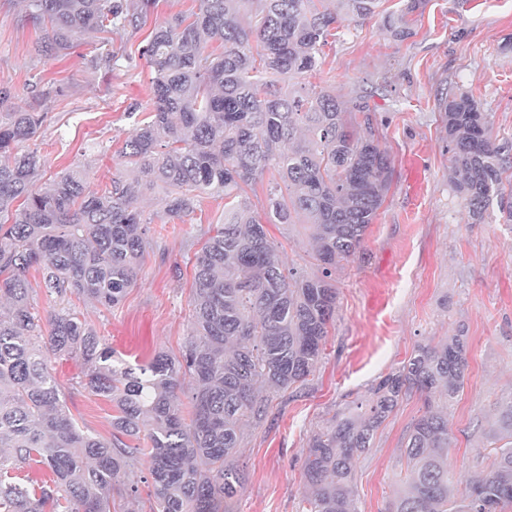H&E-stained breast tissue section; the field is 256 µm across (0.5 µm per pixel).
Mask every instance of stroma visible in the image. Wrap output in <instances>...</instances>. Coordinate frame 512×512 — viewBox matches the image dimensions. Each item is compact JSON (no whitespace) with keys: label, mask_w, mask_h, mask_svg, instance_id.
I'll return each mask as SVG.
<instances>
[{"label":"stroma","mask_w":512,"mask_h":512,"mask_svg":"<svg viewBox=\"0 0 512 512\" xmlns=\"http://www.w3.org/2000/svg\"><path fill=\"white\" fill-rule=\"evenodd\" d=\"M198 6L199 0H159L138 29L113 36L116 58L96 64L93 42H77L60 56L36 55L38 32L22 0H0V89L10 93L8 107L44 115L17 146L41 159L36 187L70 166L85 167L99 191L127 176L118 152L151 116V71L140 51L156 26ZM400 6L384 0L366 21L339 18L336 43L312 79L346 103L368 102L391 160V183L361 247L336 271V312L317 371L275 396L264 419L244 434L239 464L246 479L237 512H299L313 435L367 403L417 345L446 337L465 336L469 362L464 389L448 406L454 487L486 474L494 457L501 407L512 401V224L495 212L472 222L449 174L437 100L444 92L474 95L494 137L512 140V0H426L410 35L398 41L385 18ZM414 157L421 163L417 177ZM141 209L150 221L149 244L136 284L112 309L72 302L101 343L133 366L159 352L180 356L192 310L190 259L223 223L224 199L204 196L194 213L173 219L159 191ZM266 230L286 266L317 274L300 225ZM49 364L78 425L110 438L112 404L83 388L84 360L53 355ZM422 412V397L407 393L356 460V512H386L404 487L403 449Z\"/></svg>","instance_id":"35a3bbf8"}]
</instances>
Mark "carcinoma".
I'll return each instance as SVG.
<instances>
[{
    "label": "carcinoma",
    "mask_w": 512,
    "mask_h": 512,
    "mask_svg": "<svg viewBox=\"0 0 512 512\" xmlns=\"http://www.w3.org/2000/svg\"><path fill=\"white\" fill-rule=\"evenodd\" d=\"M42 36L38 51L60 54L76 38L138 28L156 0H23ZM355 23L381 0H332ZM407 0L387 17L401 40ZM336 8L327 0H200L155 28L141 54L153 73L151 121L119 151L131 180L91 189L86 169L59 173L32 189L40 168L16 145L43 116L0 115V512H112V487L136 492L148 465L154 512H235L244 481L237 454L246 427L266 415V391L285 393L313 375L336 310V269L360 248L390 187L391 162L361 102L351 112L335 94L277 87L321 72ZM438 110L469 214L495 208L512 223V142L493 138L487 116L467 94L440 97ZM264 216L248 191L265 175ZM288 195H283L281 186ZM166 191L180 219L203 194L224 196V223L194 257L189 333L180 357L145 366L114 364L112 350L71 309L48 330L30 302V269L62 302L118 306L137 280L146 220L137 199ZM304 224L320 274L286 268L267 224ZM79 354L91 366L83 386L116 408L112 437L81 430L61 399L46 353ZM467 350L459 336L418 345L376 386L366 407L336 418L311 440L301 512H355L354 461L371 448L403 395L424 396L425 411L405 448L410 476L388 512H450L448 403L464 388ZM190 393L191 411L181 396ZM142 439L146 447L130 444ZM502 445L490 471L466 490L458 512L512 507V401L501 414ZM33 463L51 477L36 489L11 472Z\"/></svg>",
    "instance_id": "1"
}]
</instances>
